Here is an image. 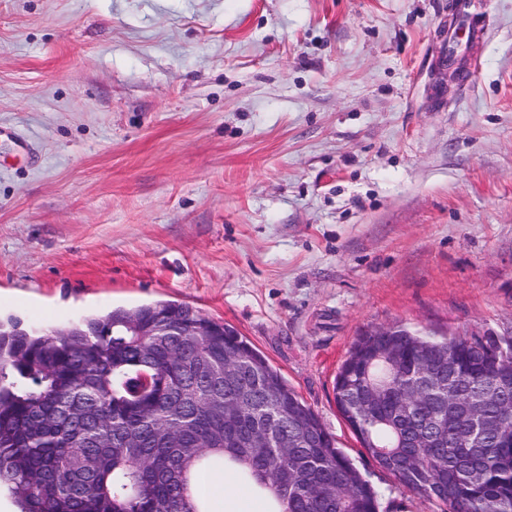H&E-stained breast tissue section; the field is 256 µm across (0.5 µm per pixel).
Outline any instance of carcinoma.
<instances>
[{"mask_svg":"<svg viewBox=\"0 0 512 512\" xmlns=\"http://www.w3.org/2000/svg\"><path fill=\"white\" fill-rule=\"evenodd\" d=\"M181 336H163L166 328ZM409 373L423 367L416 344L443 349L471 396L512 377V343L492 336H447L395 328ZM379 346L357 345L336 375V403L368 438L370 456L414 496L436 499L447 512H512V443L480 451L458 444L460 417L437 448L401 446L420 428L391 419L397 376L384 371ZM240 356L237 383L206 384L196 367ZM383 392L379 409L349 413L352 396L369 385ZM247 387L265 409L242 427H276L272 407L288 412V428L308 437L284 455L260 457L224 447V415L210 396ZM491 418L512 433V392ZM233 468L278 508L271 512H377L378 491L336 446L319 416L280 371L239 332L190 304L157 301L116 309L36 334L18 322L0 324V487L21 512H209L195 495L203 473ZM288 471V485L280 473Z\"/></svg>","mask_w":512,"mask_h":512,"instance_id":"cac0c4a2","label":"carcinoma"}]
</instances>
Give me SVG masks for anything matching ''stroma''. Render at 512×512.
<instances>
[{"mask_svg": "<svg viewBox=\"0 0 512 512\" xmlns=\"http://www.w3.org/2000/svg\"><path fill=\"white\" fill-rule=\"evenodd\" d=\"M449 81L451 0H0V321L185 302L379 491L335 398L358 336L512 327V0Z\"/></svg>", "mask_w": 512, "mask_h": 512, "instance_id": "obj_1", "label": "stroma"}]
</instances>
